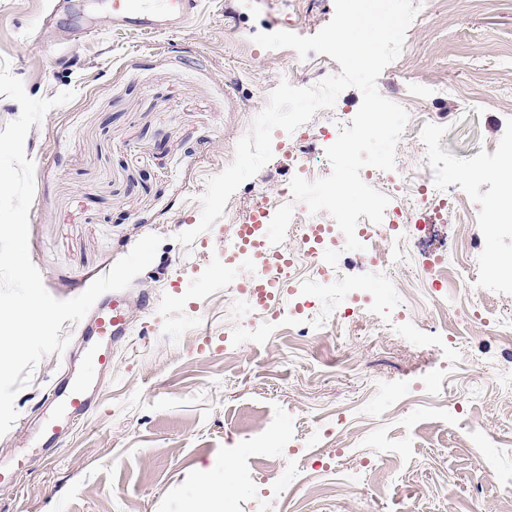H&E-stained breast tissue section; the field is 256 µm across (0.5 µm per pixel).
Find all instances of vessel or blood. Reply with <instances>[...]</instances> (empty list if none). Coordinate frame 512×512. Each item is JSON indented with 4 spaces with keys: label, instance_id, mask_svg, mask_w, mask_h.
<instances>
[{
    "label": "vessel or blood",
    "instance_id": "b4317fda",
    "mask_svg": "<svg viewBox=\"0 0 512 512\" xmlns=\"http://www.w3.org/2000/svg\"><path fill=\"white\" fill-rule=\"evenodd\" d=\"M197 7V0H112V26L142 35H158L183 27ZM129 324L126 292L105 293L82 322V335L116 340L125 336Z\"/></svg>",
    "mask_w": 512,
    "mask_h": 512
}]
</instances>
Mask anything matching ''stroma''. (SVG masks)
I'll list each match as a JSON object with an SVG mask.
<instances>
[{
	"mask_svg": "<svg viewBox=\"0 0 512 512\" xmlns=\"http://www.w3.org/2000/svg\"><path fill=\"white\" fill-rule=\"evenodd\" d=\"M0 0V56L34 99H73L32 125L34 164L29 254L50 295L67 300L108 273L145 235L161 236L153 262L128 287L133 304L112 364L93 363L77 323L69 343L45 357L16 396L19 417L0 436V468L25 462L0 485V512H193L196 469L224 463L240 479L231 512H507L512 506V344L456 318L458 344L435 317L443 300L425 288L420 262L440 243L472 238L469 272L455 300L488 318H512V270L481 277L488 260L512 255V226L489 229L491 180L471 181L473 161L503 163L512 104L498 93L469 99V87L512 51V0H455V24L408 27L415 48L404 71L385 68L379 93L410 115L396 152L424 185L419 136L445 173L446 191L467 199L474 221L452 208L401 244L408 267L389 271L370 251L337 248L323 215L315 255L291 266L294 292L282 313L234 311L225 286L224 243L250 223L258 195L274 196L298 173L295 136L275 130L272 159L231 196L223 216L190 246L208 178L234 159L237 141L281 81H320L319 55L294 64L287 48L257 45L256 33L315 34L333 0H201L187 25L158 36L113 29L110 0ZM100 33L83 36L81 26ZM340 335H300L306 293L332 307L347 286L381 287ZM148 294L153 306L137 299ZM80 383L94 408L45 446L44 425L61 418L55 394Z\"/></svg>",
	"mask_w": 512,
	"mask_h": 512,
	"instance_id": "stroma-1",
	"label": "stroma"
}]
</instances>
